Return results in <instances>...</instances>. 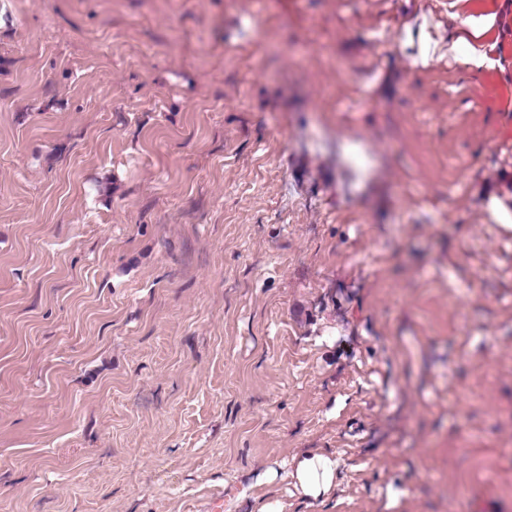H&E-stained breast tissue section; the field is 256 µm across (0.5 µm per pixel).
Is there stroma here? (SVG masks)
Returning a JSON list of instances; mask_svg holds the SVG:
<instances>
[{
  "instance_id": "stroma-1",
  "label": "stroma",
  "mask_w": 512,
  "mask_h": 512,
  "mask_svg": "<svg viewBox=\"0 0 512 512\" xmlns=\"http://www.w3.org/2000/svg\"><path fill=\"white\" fill-rule=\"evenodd\" d=\"M452 38L512 82L506 0H0V512H512V114ZM287 475L299 487L301 495L313 500L329 497L336 487L338 463L327 453H305L289 462Z\"/></svg>"
}]
</instances>
